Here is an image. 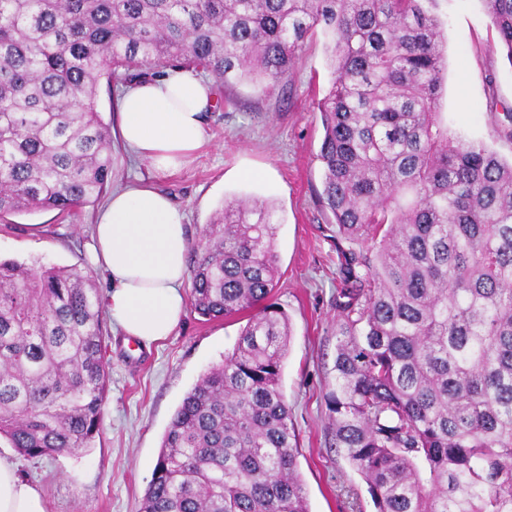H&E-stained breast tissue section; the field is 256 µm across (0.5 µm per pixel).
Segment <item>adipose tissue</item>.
<instances>
[{"instance_id":"adipose-tissue-1","label":"adipose tissue","mask_w":512,"mask_h":512,"mask_svg":"<svg viewBox=\"0 0 512 512\" xmlns=\"http://www.w3.org/2000/svg\"><path fill=\"white\" fill-rule=\"evenodd\" d=\"M214 103L210 85L170 69L125 92L118 135L156 170L175 171L202 146ZM185 221L168 196L143 183L113 193L97 216L94 258L112 283L106 307L126 335L146 345L169 336L185 311ZM0 512H46L39 492L2 457Z\"/></svg>"}]
</instances>
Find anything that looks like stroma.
Wrapping results in <instances>:
<instances>
[{"label": "stroma", "mask_w": 512, "mask_h": 512, "mask_svg": "<svg viewBox=\"0 0 512 512\" xmlns=\"http://www.w3.org/2000/svg\"><path fill=\"white\" fill-rule=\"evenodd\" d=\"M448 68L437 110L457 137L478 139L504 159L503 130L512 110V62L481 0H439ZM331 80L322 36L308 39L295 68L272 93L240 84L223 91L207 115L206 142L175 172H159L112 146V186L149 183L184 210L190 242H199L224 202L242 199L276 210L278 284L272 300L291 325L281 389L299 449L310 512H375L363 479L331 446L326 394L336 344V253L333 225L320 202L324 136L318 101ZM90 204L71 215L54 211L0 218V258L89 272L100 294L111 283L93 264ZM246 314L205 320L186 312L170 336L136 345L112 321L109 381L94 447L27 459L7 440L0 456L18 459L47 512H138L175 411L205 371L231 352Z\"/></svg>", "instance_id": "stroma-1"}]
</instances>
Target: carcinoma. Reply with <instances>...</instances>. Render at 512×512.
I'll return each instance as SVG.
<instances>
[{"instance_id":"carcinoma-1","label":"carcinoma","mask_w":512,"mask_h":512,"mask_svg":"<svg viewBox=\"0 0 512 512\" xmlns=\"http://www.w3.org/2000/svg\"><path fill=\"white\" fill-rule=\"evenodd\" d=\"M437 0H0V218L94 203L112 182L109 93L191 70L269 90L316 30L321 202L335 224L332 446L376 512H512V161L449 134ZM512 63V0H483ZM273 210H218L199 316L249 312L186 394L140 512H309L281 378ZM104 303L75 268L0 260V437L27 458L93 447Z\"/></svg>"}]
</instances>
